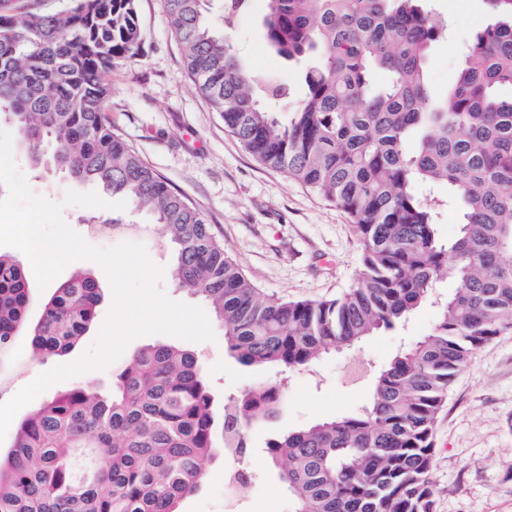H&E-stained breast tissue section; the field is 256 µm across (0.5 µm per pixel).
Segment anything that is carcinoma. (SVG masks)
<instances>
[{
	"label": "carcinoma",
	"instance_id": "1",
	"mask_svg": "<svg viewBox=\"0 0 512 512\" xmlns=\"http://www.w3.org/2000/svg\"><path fill=\"white\" fill-rule=\"evenodd\" d=\"M186 71L224 127L259 163L341 208L362 246L354 285L324 300L256 288L204 214L112 129L107 76L139 54L137 0H73L65 13L0 11V125L38 168L96 186L148 212L173 252L172 282L206 304L224 348L245 367L298 370L406 321L452 274L428 333L377 376L369 405L267 442L291 512H433L434 426L456 376L512 331V0H486L491 22L464 49L442 97L429 51L445 21L425 0H265L275 52L305 61L304 93L281 121L264 83L205 14V0H162ZM253 0H224V29ZM445 186L460 215L444 240ZM93 277L62 283L31 326L40 357L71 349L96 318ZM23 262L0 253V352L28 327ZM281 385L224 399L200 357L155 344L135 351L109 390L76 384L18 425L0 458V512H179L206 464L250 452Z\"/></svg>",
	"mask_w": 512,
	"mask_h": 512
}]
</instances>
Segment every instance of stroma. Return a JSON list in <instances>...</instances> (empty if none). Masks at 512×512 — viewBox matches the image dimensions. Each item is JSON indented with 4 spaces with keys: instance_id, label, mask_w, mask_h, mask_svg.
<instances>
[{
    "instance_id": "obj_1",
    "label": "stroma",
    "mask_w": 512,
    "mask_h": 512,
    "mask_svg": "<svg viewBox=\"0 0 512 512\" xmlns=\"http://www.w3.org/2000/svg\"><path fill=\"white\" fill-rule=\"evenodd\" d=\"M448 22V36L429 55L428 81L442 95L456 77L462 49L491 19L484 0H430ZM264 0L229 32L235 49L256 72L288 82L291 98L303 93L300 67L274 55L264 37ZM142 42L138 56L113 69L109 82L112 126L171 188L192 202L223 240L225 250L248 278L269 294L289 299H321L350 288L361 265L362 247L348 215L336 204L259 164L197 92L183 64L161 0H138ZM14 159L36 196L62 203L71 189L88 192L62 175L36 171L21 147ZM66 223L87 243L110 248L125 242L143 246L150 262L163 268L159 289L170 300L194 304L176 289L169 270L172 254L162 229L133 208L120 213L103 208L64 206ZM120 217L129 231L115 237L107 225ZM98 283L101 302L96 320L71 350L46 360L31 355L28 332L15 336L0 355V403L55 367L80 360L93 346L114 304L102 265L80 258L69 262L54 285L30 280L28 319L37 322L55 284L77 274ZM438 308L422 306L395 328L369 337L358 346L325 356L294 371L246 368L224 352V332L212 322L215 337L189 342L199 353L217 398L235 397L261 382L279 383L287 397L278 416L253 428L251 452L234 460H216L199 490L184 499L180 512H290L291 503L265 453L268 437L309 426L327 417L360 410L370 400L378 372L392 356L430 329ZM166 333L132 338L113 362L78 374L86 384L108 387L127 358L139 348L171 343ZM244 468L252 475L246 496L229 499L224 472ZM434 512H512V333L496 337L458 377L435 427Z\"/></svg>"
}]
</instances>
